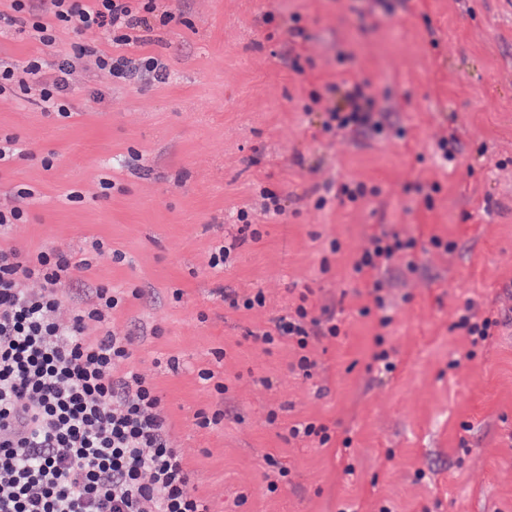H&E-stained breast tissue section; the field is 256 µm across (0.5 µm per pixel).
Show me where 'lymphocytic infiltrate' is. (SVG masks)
Instances as JSON below:
<instances>
[{
  "mask_svg": "<svg viewBox=\"0 0 512 512\" xmlns=\"http://www.w3.org/2000/svg\"><path fill=\"white\" fill-rule=\"evenodd\" d=\"M11 9L8 25L48 47L61 27L78 35L100 30L113 49L97 51V65L115 79L167 76L160 57L127 51L145 43L155 0H11ZM71 72L66 57L54 63L33 58L23 66L0 58V93L38 84L44 111L66 118ZM322 101L324 132L386 129L368 82L339 78ZM26 219L20 208L0 207V512H212L210 501L190 490L191 475L181 450L170 445L155 385L127 364L135 336L112 329V312L126 292L95 286L74 302L68 323L54 317L77 271L90 270L104 255L103 243L92 242L88 257L77 262L5 243L12 226ZM417 248V239L384 230L352 259L349 275L368 289L380 327L393 321L388 275L416 273ZM498 325L494 312L469 304L454 323L474 346L489 344ZM341 332L330 308L315 310L303 300L252 338L291 345L295 369L308 377L316 366L311 341Z\"/></svg>",
  "mask_w": 512,
  "mask_h": 512,
  "instance_id": "1",
  "label": "lymphocytic infiltrate"
}]
</instances>
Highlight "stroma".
Returning <instances> with one entry per match:
<instances>
[{
	"mask_svg": "<svg viewBox=\"0 0 512 512\" xmlns=\"http://www.w3.org/2000/svg\"><path fill=\"white\" fill-rule=\"evenodd\" d=\"M157 10L179 20L136 52L163 58L165 82L124 83L88 58L72 77L70 118L43 112L34 92L0 95V135L28 150L0 168V204L35 192L11 243L76 261L96 240L125 254L83 277L140 289L112 328L136 334L130 363L156 386L171 444L215 512H512V0H159ZM294 24L304 38L290 36ZM75 39L61 28L46 48L0 27V56L51 62ZM341 76L369 82L381 121L405 140L324 133L315 99ZM452 129L456 158L444 167L432 150ZM329 181L371 194L316 208ZM268 194L283 215L265 213ZM242 209L260 239L242 231ZM384 229L418 240L419 271L388 289L394 320L383 329L362 315L372 299L347 271ZM433 234L453 251L432 248ZM221 241L235 249L215 271ZM307 288L342 324L313 343L309 378L291 370V345L246 337ZM257 290L260 310L222 298ZM467 303L500 320L470 360L452 327ZM380 347L397 363L385 376L372 367ZM219 402L223 425L199 427L196 413ZM303 419L327 425L330 441L287 439ZM268 454L289 470L273 492Z\"/></svg>",
	"mask_w": 512,
	"mask_h": 512,
	"instance_id": "obj_1",
	"label": "stroma"
}]
</instances>
